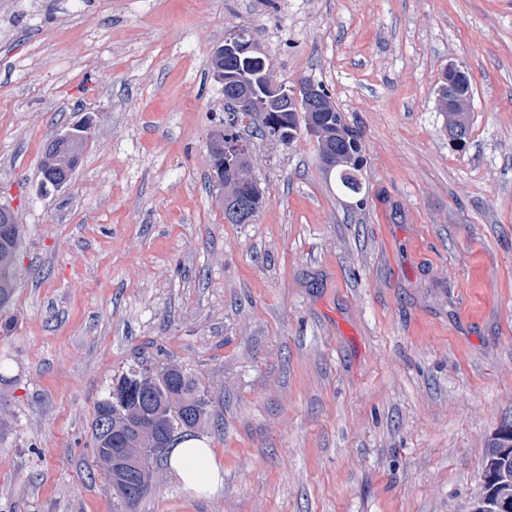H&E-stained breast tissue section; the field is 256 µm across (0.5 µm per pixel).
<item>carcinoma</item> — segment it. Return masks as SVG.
I'll list each match as a JSON object with an SVG mask.
<instances>
[{
    "mask_svg": "<svg viewBox=\"0 0 512 512\" xmlns=\"http://www.w3.org/2000/svg\"><path fill=\"white\" fill-rule=\"evenodd\" d=\"M346 123L340 111L320 115L323 139L336 147V152L361 155L362 131L345 140L336 136V127ZM76 135L61 141L52 138L45 147L41 160V185L62 188L71 181L87 146L90 127H73ZM241 138L238 123H224V132L210 143V161L215 184L220 188L219 204L224 220L235 223V200L248 197L261 205L262 194L251 179H241L236 172L224 170V153L218 147L235 143ZM341 190L351 195L363 192L362 169L359 166L344 174H337ZM21 227L16 218L0 209V314L9 309L17 283V261ZM151 369L135 364L122 373L112 391L121 394L99 400L91 424V444L95 466L108 476L115 497L131 507L153 484L158 462L165 453L164 445L173 443L187 433L201 427L208 415V401L196 380L176 364L160 368L157 378L147 379ZM136 456L139 469L131 473L124 460Z\"/></svg>",
    "mask_w": 512,
    "mask_h": 512,
    "instance_id": "cac0c4a2",
    "label": "carcinoma"
}]
</instances>
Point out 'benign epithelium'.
Listing matches in <instances>:
<instances>
[{
  "label": "benign epithelium",
  "instance_id": "obj_1",
  "mask_svg": "<svg viewBox=\"0 0 512 512\" xmlns=\"http://www.w3.org/2000/svg\"><path fill=\"white\" fill-rule=\"evenodd\" d=\"M224 53V59H236L248 64V68L242 72V78L227 93L224 101L229 103L225 109L226 119L233 122L242 112H258L260 117H265L268 112H289L307 113L306 126L309 132L316 129V117L320 112L332 110L329 99L324 95L317 83L312 80H303L294 87H286L273 83L264 69L252 71V66L261 62L257 56L258 50L248 41H243L234 36L227 37L224 45L220 46ZM263 82L270 95L268 103L259 106L254 103L252 89L255 83ZM442 111L448 113V137L449 139L461 142L466 132L456 122L455 113L466 111V103L456 98L453 88H448V99L441 102ZM250 145L238 142L235 146H224V169H229L236 164L238 155L249 151ZM323 168L327 175L337 174L343 167L354 166L358 158L353 154H338L336 151L327 148L321 152ZM493 482L494 505H488L483 498V492H478L472 503L470 512H488L492 507L502 509L504 512L512 508V469L503 466L493 476L483 475L480 486L487 482Z\"/></svg>",
  "mask_w": 512,
  "mask_h": 512
}]
</instances>
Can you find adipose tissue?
Returning a JSON list of instances; mask_svg holds the SVG:
<instances>
[{"label":"adipose tissue","instance_id":"adipose-tissue-1","mask_svg":"<svg viewBox=\"0 0 512 512\" xmlns=\"http://www.w3.org/2000/svg\"><path fill=\"white\" fill-rule=\"evenodd\" d=\"M168 464L184 488L192 493L213 494L224 485L223 466L199 438L178 440L169 450Z\"/></svg>","mask_w":512,"mask_h":512}]
</instances>
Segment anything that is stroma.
<instances>
[{
  "label": "stroma",
  "instance_id": "stroma-1",
  "mask_svg": "<svg viewBox=\"0 0 512 512\" xmlns=\"http://www.w3.org/2000/svg\"><path fill=\"white\" fill-rule=\"evenodd\" d=\"M239 32L361 128L363 205L309 133L248 122L263 200L225 222L211 61ZM86 120L70 183L42 190L45 144ZM1 204L23 240L0 512H469L512 420V0H0ZM136 361L198 380L217 493L165 465L128 508L94 472V407ZM448 100L441 102V109L448 117V137L450 140L462 142L467 133L456 122L455 112H466V103L456 98L453 88L448 84ZM448 112V113H447Z\"/></svg>",
  "mask_w": 512,
  "mask_h": 512
}]
</instances>
